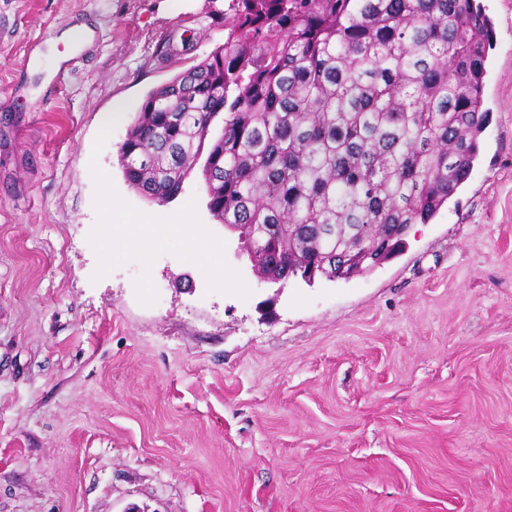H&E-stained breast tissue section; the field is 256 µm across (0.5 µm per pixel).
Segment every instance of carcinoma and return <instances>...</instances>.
<instances>
[{"mask_svg": "<svg viewBox=\"0 0 512 512\" xmlns=\"http://www.w3.org/2000/svg\"><path fill=\"white\" fill-rule=\"evenodd\" d=\"M224 45L150 92L119 146L128 185L183 190L212 122L207 207L251 262L331 273L427 224L470 178L493 46L479 0H233Z\"/></svg>", "mask_w": 512, "mask_h": 512, "instance_id": "cac0c4a2", "label": "carcinoma"}]
</instances>
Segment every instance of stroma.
I'll return each instance as SVG.
<instances>
[{"mask_svg": "<svg viewBox=\"0 0 512 512\" xmlns=\"http://www.w3.org/2000/svg\"><path fill=\"white\" fill-rule=\"evenodd\" d=\"M482 3L490 118L467 183L375 269L280 288L235 257L201 166L160 206L119 164L147 95L223 44L232 0H0V512H512V0ZM83 21L89 45L60 42ZM93 161L144 213L195 201L250 297L169 254L154 305L138 264L92 281Z\"/></svg>", "mask_w": 512, "mask_h": 512, "instance_id": "35a3bbf8", "label": "stroma"}]
</instances>
